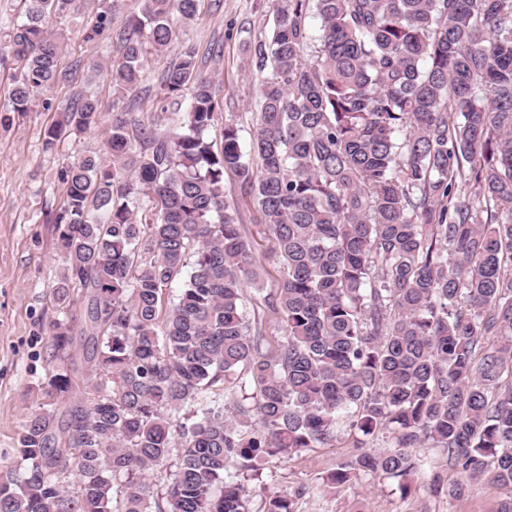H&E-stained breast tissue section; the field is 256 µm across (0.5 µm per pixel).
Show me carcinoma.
Returning a JSON list of instances; mask_svg holds the SVG:
<instances>
[{"label": "carcinoma", "mask_w": 512, "mask_h": 512, "mask_svg": "<svg viewBox=\"0 0 512 512\" xmlns=\"http://www.w3.org/2000/svg\"><path fill=\"white\" fill-rule=\"evenodd\" d=\"M112 58V84L139 83L197 0H142ZM254 49L259 117L209 137L218 104L194 50L162 79L165 133L122 112L107 156L66 169L50 217L64 266L54 289L47 395L17 433L19 469L0 474V512H249L266 456L327 445L337 422L389 449L355 454L322 478L340 489L378 476L411 488L440 448L460 479L504 490L512 512V0H276ZM73 0H24L0 41L17 64L12 111L62 78L52 17ZM320 19V45L307 15ZM76 93L46 131L98 128ZM234 174L273 234L284 276L268 293L284 340L267 352L244 314L257 261L224 204ZM157 210L140 224L135 209ZM179 285L164 305V290ZM174 460L163 491L149 481ZM320 487V488H322ZM320 488L265 497L298 512Z\"/></svg>", "instance_id": "cac0c4a2"}]
</instances>
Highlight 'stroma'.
<instances>
[{
  "label": "stroma",
  "instance_id": "stroma-1",
  "mask_svg": "<svg viewBox=\"0 0 512 512\" xmlns=\"http://www.w3.org/2000/svg\"><path fill=\"white\" fill-rule=\"evenodd\" d=\"M75 4V12L52 23L55 31L68 37L58 67L69 79L41 93L35 111H8L14 69L0 64V469L5 470L15 464L13 448L21 425L46 402L44 387L51 370L49 322L56 312L53 289L63 265L49 215L64 198L62 174L78 154L106 152L97 129L63 135L54 150L45 149L44 133L55 122L59 106L83 90L97 101L103 122H110L129 104L135 117L147 120L161 108L162 72L175 52L189 45L196 48L204 72L211 75L212 91L221 105L211 137L220 139L228 121L250 131L258 117L262 80L252 51L268 41L277 8L275 0H199L195 20L178 23L169 51L149 55L141 83L124 91L113 87L107 74L91 75L89 66L108 64L117 56L131 19L140 13L141 0H75ZM105 9L112 12L110 28L86 41V33ZM224 201L250 240L258 263V281L247 288V316L258 323L265 349L276 351L284 331L264 302L283 275L275 244L256 207L242 201L239 183L230 173L224 176ZM354 439V432L343 423L331 444L266 458L261 479L252 484V508H259L268 493L320 484L337 461L355 454ZM412 454L431 462L433 469L422 472L411 492L366 478L337 492L305 499L298 512H352L357 504L365 512H496L503 496L498 486L480 482L461 500L433 494L432 472L450 482L456 479V471L448 466L441 449L416 448Z\"/></svg>",
  "mask_w": 512,
  "mask_h": 512
}]
</instances>
